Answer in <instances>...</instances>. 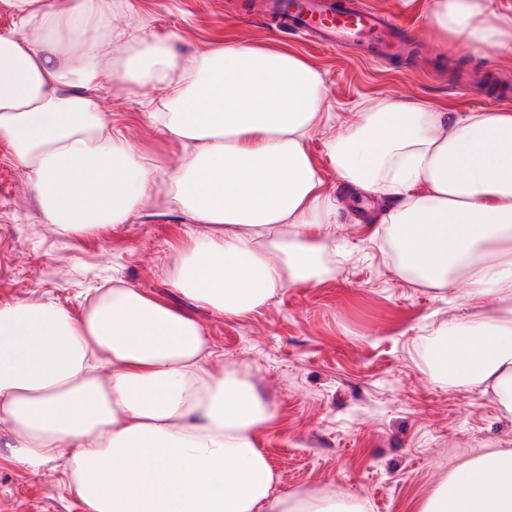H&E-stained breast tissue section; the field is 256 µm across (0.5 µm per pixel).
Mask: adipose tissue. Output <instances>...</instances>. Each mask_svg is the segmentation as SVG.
<instances>
[{
	"label": "adipose tissue",
	"mask_w": 512,
	"mask_h": 512,
	"mask_svg": "<svg viewBox=\"0 0 512 512\" xmlns=\"http://www.w3.org/2000/svg\"><path fill=\"white\" fill-rule=\"evenodd\" d=\"M0 143L46 223L74 234L121 224L158 195L206 226L170 270L193 302L239 316L330 273L337 203L306 142L333 116L320 73L281 47L219 41L182 58L146 26H117L128 0H0ZM434 0L431 21L512 57V9ZM164 97L148 118L183 149L167 172L112 135L105 73ZM330 156L356 193L386 197L399 275L460 292L431 357L440 378L479 388L512 415V110L458 112L367 98ZM204 328L133 287L81 315L31 300L0 306V424L11 458L60 462L87 512H364L312 489L285 495L260 436L275 413L238 370L210 366ZM419 512H512V450L445 475Z\"/></svg>",
	"instance_id": "ef3b65f1"
}]
</instances>
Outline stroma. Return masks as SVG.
I'll return each mask as SVG.
<instances>
[{
	"mask_svg": "<svg viewBox=\"0 0 512 512\" xmlns=\"http://www.w3.org/2000/svg\"><path fill=\"white\" fill-rule=\"evenodd\" d=\"M125 22L148 23L184 55L230 37L275 45L304 58L324 80L325 103L341 122H361L365 98L409 99L452 112L512 108V59L469 49L430 21L433 0H369L405 19L411 35L389 59L372 63L345 48L318 50L255 18L256 0H129ZM100 103L113 135L175 169L178 144L149 124L148 100L116 76L101 80ZM334 127L307 142L324 193L336 198L333 227L344 250L336 270L310 286L282 289L266 306L228 317L195 304L169 282L188 242V218L147 206L126 223L64 234L45 223L23 171L0 145V306L41 300L81 314L97 291L131 286L191 313L208 338L212 366L248 370L275 409L261 446L288 493L307 486L356 496L366 512H418L444 474L488 448L512 449V416L479 390L431 372L430 349L463 299L399 276L397 258L373 235L383 196L355 199L328 155ZM0 426V512H86L61 471H29L5 448Z\"/></svg>",
	"mask_w": 512,
	"mask_h": 512,
	"instance_id": "stroma-1",
	"label": "stroma"
}]
</instances>
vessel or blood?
Here are the masks:
<instances>
[{"label":"vessel or blood","instance_id":"vessel-or-blood-1","mask_svg":"<svg viewBox=\"0 0 512 512\" xmlns=\"http://www.w3.org/2000/svg\"><path fill=\"white\" fill-rule=\"evenodd\" d=\"M266 14L273 29L292 31L310 46L361 49L379 61L404 39L393 17L364 0H268Z\"/></svg>","mask_w":512,"mask_h":512}]
</instances>
